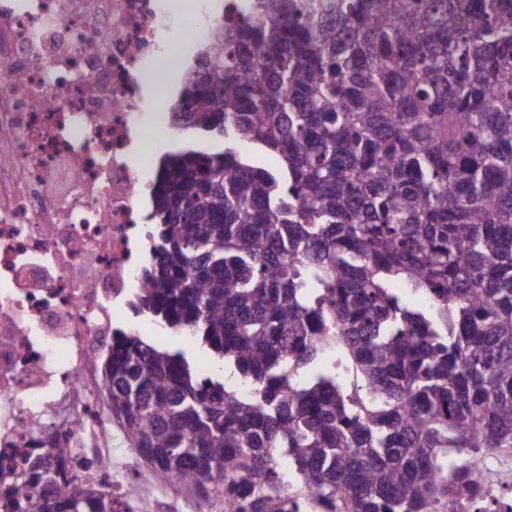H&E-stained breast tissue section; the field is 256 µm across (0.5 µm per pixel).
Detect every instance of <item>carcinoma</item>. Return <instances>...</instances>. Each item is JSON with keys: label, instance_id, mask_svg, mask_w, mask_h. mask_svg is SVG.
Returning <instances> with one entry per match:
<instances>
[{"label": "carcinoma", "instance_id": "carcinoma-1", "mask_svg": "<svg viewBox=\"0 0 512 512\" xmlns=\"http://www.w3.org/2000/svg\"><path fill=\"white\" fill-rule=\"evenodd\" d=\"M191 71L174 123L224 148L163 162L134 311L215 366L114 331L112 418L236 512H302L278 448L321 512H448L512 448V0H240ZM65 453L4 512H114ZM238 148L243 156L247 157L258 166L270 170L279 168V158L273 153L261 152L254 145L247 142H241ZM275 460L284 478V484L285 488L288 490V494H302L307 499L311 500L313 497L312 493L307 487L302 486V478L293 470L291 464L288 462V456L280 450H276Z\"/></svg>", "mask_w": 512, "mask_h": 512}]
</instances>
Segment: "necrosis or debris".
<instances>
[{"label":"necrosis or debris","instance_id":"necrosis-or-debris-1","mask_svg":"<svg viewBox=\"0 0 512 512\" xmlns=\"http://www.w3.org/2000/svg\"><path fill=\"white\" fill-rule=\"evenodd\" d=\"M162 27L157 0H0V462L62 444L73 484L132 486L121 512L158 498L115 465L95 363L152 260L135 157ZM470 480L448 512H512V468Z\"/></svg>","mask_w":512,"mask_h":512}]
</instances>
